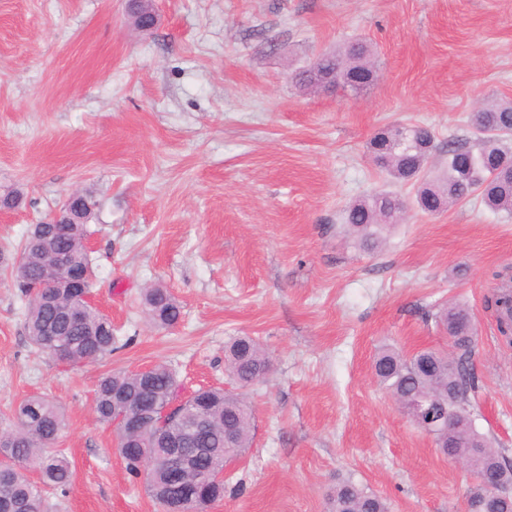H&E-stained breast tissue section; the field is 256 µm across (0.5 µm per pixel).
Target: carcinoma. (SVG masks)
<instances>
[{"instance_id":"1","label":"carcinoma","mask_w":512,"mask_h":512,"mask_svg":"<svg viewBox=\"0 0 512 512\" xmlns=\"http://www.w3.org/2000/svg\"><path fill=\"white\" fill-rule=\"evenodd\" d=\"M372 57L371 45L355 40L318 57L295 74V81L310 92L318 75L334 74L351 89L360 90L373 81ZM476 121L478 125L472 128L476 145L471 147L467 141L448 145L446 162L437 170L431 166L434 135L422 125L391 126L375 134L370 141L372 160L393 181L416 187V204L424 213H442L475 198L512 217V148L506 146L512 138V100L485 104L478 109ZM401 202L394 193L376 191L350 203L344 210V223L352 244L368 253L380 250L385 232L403 218ZM93 215L94 202L86 195L81 211L84 222L70 229L63 224L45 240L23 242L26 264L11 272L26 300L25 325L31 344L48 355L56 346L65 348L71 365L102 363L117 350L112 321L85 298L94 280L85 244ZM58 249L72 255L84 287L48 303L44 298L49 289L37 284L48 268L50 253ZM142 303L149 318L162 326H173L181 318L180 306L165 288L146 289ZM73 306L82 308V319L69 325L60 322L59 313ZM494 306L503 334L512 328V289H498ZM434 319L445 328L455 325L451 353L424 349L407 356L386 347L374 361L379 384L417 425L432 417L446 418L453 411L469 413L471 395L478 388L471 367L476 328L469 310L451 303L440 308ZM224 358L227 375L241 388L262 382L272 370L270 357L248 336L230 342ZM179 393L176 372L166 364H156L145 374L109 370L95 386L93 412L99 421L110 424L112 412L119 408L127 413L152 410L163 428L151 425L144 432L121 438L117 451L128 473L141 480L164 512L177 508L202 512L224 498V480L217 479L224 457L242 458L252 446V410L240 393L218 388L193 391L185 412L201 421L203 428L180 449L192 459L195 471L180 473L169 467L168 451L157 438L164 429L183 430L178 412H165L171 397ZM65 427L62 408L42 394L24 398L5 419L0 429V438L5 440L0 445V512H53L45 492L64 494L73 480L70 459L56 447ZM433 439L443 453L479 462V477L468 490L467 500L512 487V463L474 424L462 433L439 426L433 430ZM326 512H389V508L382 497L347 479L328 495Z\"/></svg>"}]
</instances>
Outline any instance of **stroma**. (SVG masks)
Instances as JSON below:
<instances>
[{
    "label": "stroma",
    "mask_w": 512,
    "mask_h": 512,
    "mask_svg": "<svg viewBox=\"0 0 512 512\" xmlns=\"http://www.w3.org/2000/svg\"><path fill=\"white\" fill-rule=\"evenodd\" d=\"M135 29L125 0H0V249L76 191L97 203L92 303L118 349L95 365L38 351L0 271V416L24 396L65 410L74 479L60 512H160L92 412L110 369L167 363L186 391L232 389L224 347L255 338L273 368L248 389L253 444L205 512H326L353 479L390 512H466L473 479L374 381L386 345L447 351L433 315L466 304L477 347L475 425L512 459V342L487 297L512 276V219L479 202L426 215L411 186L369 159L393 124L470 137L486 99L512 100V0H153ZM362 39L378 77L360 92L303 91L293 76ZM406 219L376 253L352 247L343 212L379 191ZM465 276H457L458 267ZM182 307L158 328L144 288Z\"/></svg>",
    "instance_id": "obj_1"
}]
</instances>
